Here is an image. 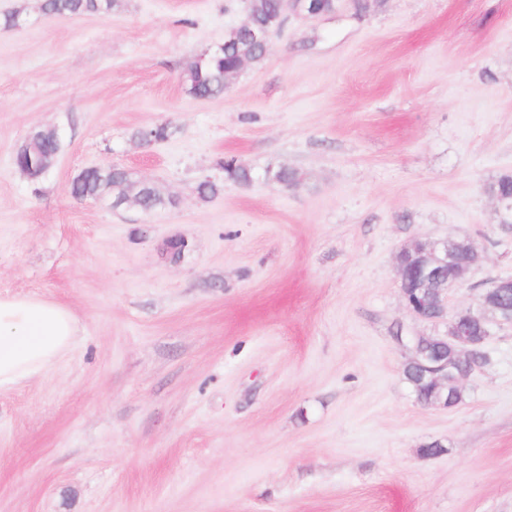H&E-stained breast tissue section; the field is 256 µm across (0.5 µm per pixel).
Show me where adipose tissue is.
Returning a JSON list of instances; mask_svg holds the SVG:
<instances>
[{
	"label": "adipose tissue",
	"mask_w": 512,
	"mask_h": 512,
	"mask_svg": "<svg viewBox=\"0 0 512 512\" xmlns=\"http://www.w3.org/2000/svg\"><path fill=\"white\" fill-rule=\"evenodd\" d=\"M79 336L68 309L35 296H0V391L45 376Z\"/></svg>",
	"instance_id": "1"
}]
</instances>
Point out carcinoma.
I'll return each mask as SVG.
<instances>
[{
    "label": "carcinoma",
    "instance_id": "cac0c4a2",
    "mask_svg": "<svg viewBox=\"0 0 512 512\" xmlns=\"http://www.w3.org/2000/svg\"><path fill=\"white\" fill-rule=\"evenodd\" d=\"M113 4L114 0H42L41 11L51 17L103 15L112 9ZM279 7V0H246V19L256 25L265 24L277 16ZM243 52L249 53L254 63L264 59L261 48H250L243 42L241 32L234 30L224 38L220 48L200 56L189 65L184 74L189 93L203 99L224 94L225 72L235 66L238 55ZM60 148L58 131L53 127H39L32 137L29 153L20 157V161L37 165L56 156ZM223 167L224 175L230 180L247 184L253 179L252 169L235 159L224 161ZM272 177L285 187L295 186L301 181L299 173L287 167L272 171ZM130 192L140 197L146 211L175 205L173 198L163 195L153 184L133 182L127 171L119 167L89 168L71 185V194L76 199L96 200L110 195L116 205ZM485 192L512 199V173H502L487 183ZM403 376L420 402L425 403L433 398L429 373L412 364L403 371Z\"/></svg>",
    "mask_w": 512,
    "mask_h": 512
}]
</instances>
